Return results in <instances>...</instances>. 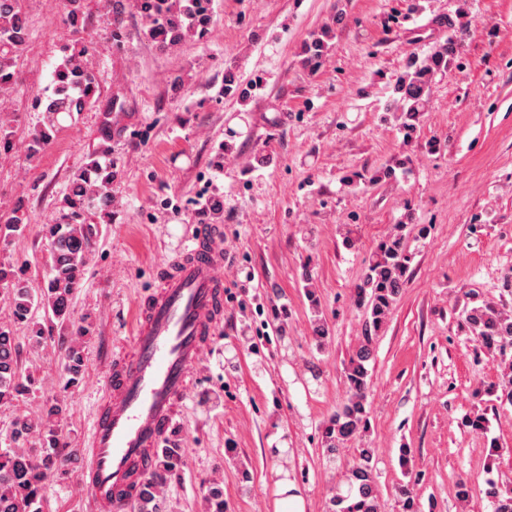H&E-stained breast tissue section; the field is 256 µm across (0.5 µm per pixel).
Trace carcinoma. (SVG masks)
<instances>
[{
  "mask_svg": "<svg viewBox=\"0 0 512 512\" xmlns=\"http://www.w3.org/2000/svg\"><path fill=\"white\" fill-rule=\"evenodd\" d=\"M167 31L176 42L182 37L197 36L199 31L183 23L176 12L168 14ZM29 36V26L20 0H0V89L16 82V53ZM89 41L80 38L70 49L63 63L54 72V88L50 95L37 99L45 114L44 122L31 133L30 153L45 149L56 131L57 116H69L99 103L96 72L87 61ZM116 176L112 164L92 158L71 181L63 199V211L51 224L43 225L50 241L49 275L40 293L35 295L21 271L0 264V285L11 298L12 322L0 325V402L17 400L33 391L37 379L23 368L21 345L17 331L29 325L35 311L41 309L51 325L67 329L73 325L72 295L85 276L86 256L97 236L96 225L86 214L108 213L112 208L109 185ZM387 251L396 257V265L407 274L411 254L400 243L388 242ZM392 272L378 267L368 268L362 288L369 291L368 325L364 341L350 357L345 368L349 398L330 419L325 432V446L331 464L342 455L341 448L349 438L365 431L368 425L366 391L372 359L371 331L380 328L378 309L391 308L399 295L397 283L389 282ZM466 322L485 347L512 346V322L488 308H473ZM89 327L79 325L62 341L66 385L78 382L85 367L81 338ZM70 408L63 399L46 405L39 420L22 418L11 428L9 448L0 451V512H44L43 483L48 473L64 466L63 443L55 423L67 418ZM38 437L40 446L27 447L29 439ZM371 451L362 449L358 464L352 469L347 487H336V512H377ZM486 496L494 512H512V488L489 485Z\"/></svg>",
  "mask_w": 512,
  "mask_h": 512,
  "instance_id": "obj_1",
  "label": "carcinoma"
}]
</instances>
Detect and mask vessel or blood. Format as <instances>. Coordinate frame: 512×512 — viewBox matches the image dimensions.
<instances>
[{
    "label": "vessel or blood",
    "instance_id": "1",
    "mask_svg": "<svg viewBox=\"0 0 512 512\" xmlns=\"http://www.w3.org/2000/svg\"><path fill=\"white\" fill-rule=\"evenodd\" d=\"M224 228L196 224L141 297L131 343L113 353L81 482L93 512H128L167 447L205 358L224 332Z\"/></svg>",
    "mask_w": 512,
    "mask_h": 512
}]
</instances>
